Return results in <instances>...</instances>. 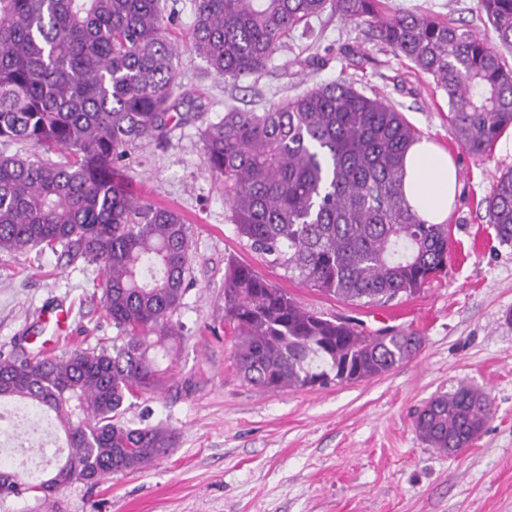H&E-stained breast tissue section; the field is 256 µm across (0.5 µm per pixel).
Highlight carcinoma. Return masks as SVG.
I'll return each instance as SVG.
<instances>
[{"mask_svg":"<svg viewBox=\"0 0 512 512\" xmlns=\"http://www.w3.org/2000/svg\"><path fill=\"white\" fill-rule=\"evenodd\" d=\"M478 4L494 47L462 25L394 11L385 0H191L189 46L218 77L257 79L289 36L331 7L432 76L458 140L488 160L512 128V0ZM173 20L162 0H0V252L60 245L99 264L120 340L61 359L0 353V404L52 412L68 448L44 479L0 464L1 498L45 500L73 482L136 471L174 444L162 423L123 419L126 404L166 383L159 357L179 336L170 317L190 282L183 216L132 192L125 174L132 150L164 137L174 120ZM202 140L238 235L322 293L381 304L420 293L443 272L447 226L423 221L403 194L418 131L378 94L340 79L264 112L232 106ZM14 144L32 151L6 152ZM485 204L496 238L511 244L512 170L496 177ZM224 321L243 381L265 390L369 380L423 344L413 331L372 341L234 261L224 272ZM491 413L489 393L461 386L431 398L415 428L455 455Z\"/></svg>","mask_w":512,"mask_h":512,"instance_id":"carcinoma-1","label":"carcinoma"}]
</instances>
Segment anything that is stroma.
Instances as JSON below:
<instances>
[{"label":"stroma","mask_w":512,"mask_h":512,"mask_svg":"<svg viewBox=\"0 0 512 512\" xmlns=\"http://www.w3.org/2000/svg\"><path fill=\"white\" fill-rule=\"evenodd\" d=\"M389 3L492 35L478 0ZM178 8L169 32L183 48L175 98L187 119L166 138L144 141L130 166L136 193L185 218L191 281L171 317L182 331L166 384L125 414L135 423L146 416L168 422L175 444L137 472L110 475L95 486L73 483L41 505L26 496L0 498V512H512V244L498 242L482 204L495 175L512 168V128L489 160L470 155L456 139L448 98L433 78L331 11L315 22L310 38L278 50L261 77H216L186 51L193 15L188 0ZM311 56L318 66H305ZM340 78L384 97L458 169L442 276L420 294L383 306L327 296L251 248L228 219L221 182L203 164L202 131L226 105L260 112ZM231 258L310 312L373 334L412 330L424 346L408 363L354 384L283 391L250 386L236 370L233 333L224 321V267ZM102 288L99 265L63 249L0 253V352L20 342L59 358L76 342L111 345L117 330ZM461 385L487 391L493 409L472 446L449 456L422 441L414 415L430 397ZM58 459L51 443L0 452V462L22 474L47 475Z\"/></svg>","instance_id":"1"}]
</instances>
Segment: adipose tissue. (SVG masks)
I'll list each match as a JSON object with an SVG mask.
<instances>
[{
  "label": "adipose tissue",
  "mask_w": 512,
  "mask_h": 512,
  "mask_svg": "<svg viewBox=\"0 0 512 512\" xmlns=\"http://www.w3.org/2000/svg\"><path fill=\"white\" fill-rule=\"evenodd\" d=\"M458 184L457 168L448 153L428 140L409 149L405 159L404 195L427 223H444Z\"/></svg>",
  "instance_id": "adipose-tissue-1"
}]
</instances>
